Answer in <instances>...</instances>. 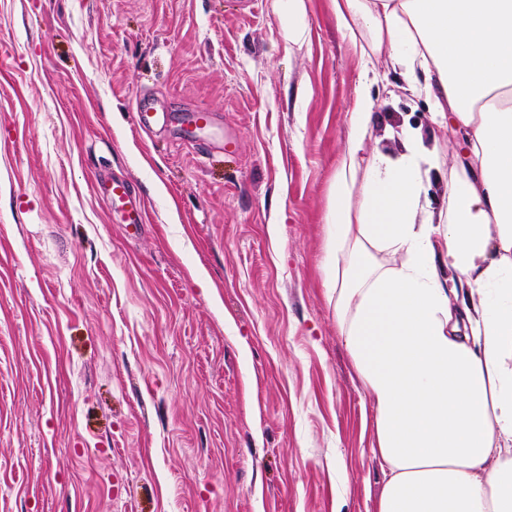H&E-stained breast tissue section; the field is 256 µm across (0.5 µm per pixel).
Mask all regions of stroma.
Segmentation results:
<instances>
[{"label": "stroma", "mask_w": 512, "mask_h": 512, "mask_svg": "<svg viewBox=\"0 0 512 512\" xmlns=\"http://www.w3.org/2000/svg\"><path fill=\"white\" fill-rule=\"evenodd\" d=\"M300 24L288 0H0V512H376L325 222L369 36L331 0ZM140 96L168 122L138 126ZM371 97L362 165L406 126L465 150L398 75Z\"/></svg>", "instance_id": "stroma-1"}]
</instances>
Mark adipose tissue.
I'll list each match as a JSON object with an SVG mask.
<instances>
[{
    "label": "adipose tissue",
    "instance_id": "adipose-tissue-1",
    "mask_svg": "<svg viewBox=\"0 0 512 512\" xmlns=\"http://www.w3.org/2000/svg\"><path fill=\"white\" fill-rule=\"evenodd\" d=\"M349 37L367 31L346 150L325 222L336 316L376 412L384 483L376 512H512V0H333ZM465 135L445 209L422 199L436 152L403 130L375 155L374 56ZM400 256L390 267L379 253Z\"/></svg>",
    "mask_w": 512,
    "mask_h": 512
}]
</instances>
